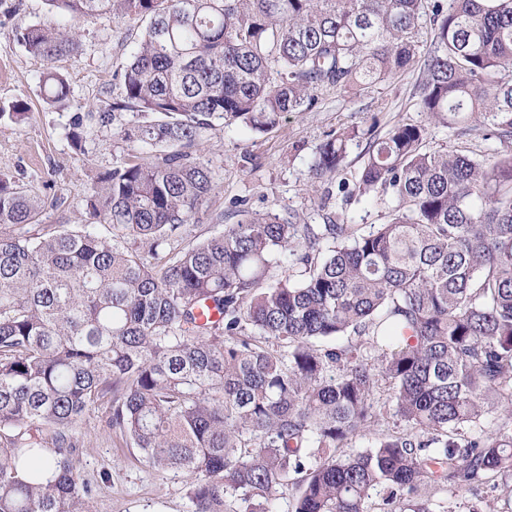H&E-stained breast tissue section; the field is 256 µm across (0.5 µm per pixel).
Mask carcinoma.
Segmentation results:
<instances>
[{"mask_svg": "<svg viewBox=\"0 0 512 512\" xmlns=\"http://www.w3.org/2000/svg\"><path fill=\"white\" fill-rule=\"evenodd\" d=\"M47 2L141 21L123 99L87 119L131 112L118 135L154 155L98 179L91 223L52 229L41 196L0 174V512H93L104 487L75 448L100 408L148 467L187 477L188 512H274L290 484L291 512H456L442 494L512 480V0ZM16 41L47 62L79 48L72 25ZM416 69L420 111L469 143L431 147L409 122L369 134L339 190L383 223L238 209L185 242L216 188L188 149L214 121L266 132L324 89L361 96ZM41 87L51 107L70 95L52 69ZM30 112L17 99L0 120ZM356 137L327 136L312 182ZM208 302L222 317L201 324Z\"/></svg>", "mask_w": 512, "mask_h": 512, "instance_id": "cac0c4a2", "label": "carcinoma"}]
</instances>
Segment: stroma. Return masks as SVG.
I'll return each instance as SVG.
<instances>
[{"label":"stroma","mask_w":512,"mask_h":512,"mask_svg":"<svg viewBox=\"0 0 512 512\" xmlns=\"http://www.w3.org/2000/svg\"><path fill=\"white\" fill-rule=\"evenodd\" d=\"M63 15L45 0H0V105L24 99L32 108L26 123H0V173L37 189L45 200L42 225L85 224L83 206L98 176L126 158L128 148L115 129L86 128L81 149H74L70 132L75 117L103 100L123 95L120 74L130 59L141 30L137 22L109 14L83 17L77 24L80 48L53 64L30 56L15 41L17 30L39 23L56 28ZM67 76L71 87L64 108L53 109L40 95L46 67ZM419 72L406 73L378 85L360 97L323 92L310 112L291 113L272 130L254 132L241 124H215L203 136L201 148L191 149L197 162H213L218 187L201 208L191 235L203 238L228 224L235 204L253 213L288 208L306 223L322 221L315 197H329L330 208L346 211L351 223L379 224L383 212L366 199L343 201L339 181H354L362 163L364 139L351 142L346 163L335 179L311 186L310 164L326 136L340 128L386 132L400 119L426 123L417 106ZM97 430L76 453L86 482H106L94 503L95 512H187L183 474L158 473L147 467L136 448L116 434L99 432L98 417L87 420Z\"/></svg>","instance_id":"stroma-1"}]
</instances>
